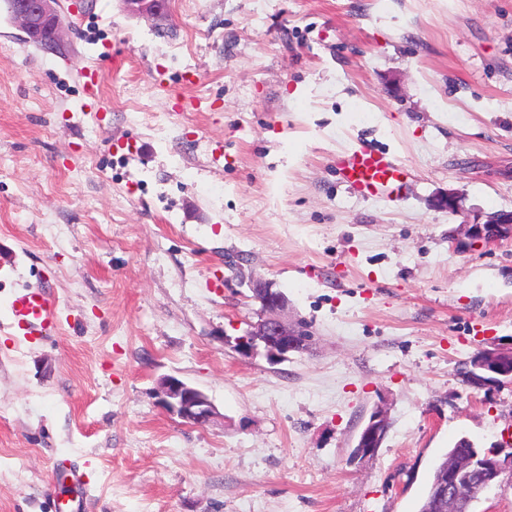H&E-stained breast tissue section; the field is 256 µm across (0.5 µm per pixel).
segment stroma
Here are the masks:
<instances>
[{"instance_id":"obj_1","label":"stroma","mask_w":512,"mask_h":512,"mask_svg":"<svg viewBox=\"0 0 512 512\" xmlns=\"http://www.w3.org/2000/svg\"><path fill=\"white\" fill-rule=\"evenodd\" d=\"M60 13L56 55L0 0V512H55L61 462L84 512H419L459 439L512 454V386L464 380L512 346V239L459 244L512 211V0ZM364 146L403 164L399 192L342 179ZM250 278L309 350H236ZM37 284L59 321L23 342L5 299ZM165 375L223 422L166 411ZM378 409L381 448L352 459Z\"/></svg>"}]
</instances>
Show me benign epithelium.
<instances>
[{"instance_id": "7a95c632", "label": "benign epithelium", "mask_w": 512, "mask_h": 512, "mask_svg": "<svg viewBox=\"0 0 512 512\" xmlns=\"http://www.w3.org/2000/svg\"><path fill=\"white\" fill-rule=\"evenodd\" d=\"M59 0H7L11 20L28 39L56 54L67 50L65 25L60 19ZM127 11L163 21L169 12V0H123ZM466 238L472 243H491L512 239V211L490 215L482 223L465 225ZM253 298L260 302L264 316L249 325L246 335L250 346L243 350L247 355L264 353L270 360H284L292 352L310 348L311 337L300 322H290L284 317L287 302L269 281L256 279L250 282ZM473 369L467 383L482 388L494 383H512V348L480 353L472 360ZM158 394L166 409L184 422L207 427L221 419L211 400L199 389L174 376H164L157 383ZM388 429V419L381 410L375 411L362 428L357 446L351 452L354 459L374 456L381 447ZM512 465V455L500 459L495 451L482 457L469 459L451 457L447 470L438 479L441 498L448 501V512H466L467 498L472 490L474 476L489 471L498 476L505 464Z\"/></svg>"}]
</instances>
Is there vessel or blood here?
Wrapping results in <instances>:
<instances>
[{
    "label": "vessel or blood",
    "mask_w": 512,
    "mask_h": 512,
    "mask_svg": "<svg viewBox=\"0 0 512 512\" xmlns=\"http://www.w3.org/2000/svg\"><path fill=\"white\" fill-rule=\"evenodd\" d=\"M336 167L342 178L362 196L373 199L393 190L403 174L395 156L368 148L338 156ZM8 312L10 329L28 341L52 331L58 303L46 288L31 286L11 298Z\"/></svg>",
    "instance_id": "vessel-or-blood-1"
}]
</instances>
